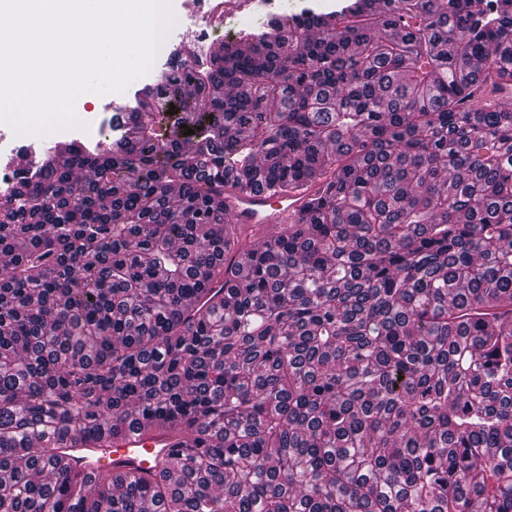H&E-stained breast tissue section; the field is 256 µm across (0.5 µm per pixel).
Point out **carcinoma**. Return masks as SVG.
Here are the masks:
<instances>
[{
	"label": "carcinoma",
	"instance_id": "cac0c4a2",
	"mask_svg": "<svg viewBox=\"0 0 512 512\" xmlns=\"http://www.w3.org/2000/svg\"><path fill=\"white\" fill-rule=\"evenodd\" d=\"M175 56L110 145L0 189V512H512V0ZM247 188L309 195L256 242ZM128 428L181 452L60 453ZM63 449L71 465L85 473L146 469L149 456H170L177 451L166 439L144 440L134 433H129L124 441L118 443L75 438L68 441Z\"/></svg>",
	"mask_w": 512,
	"mask_h": 512
}]
</instances>
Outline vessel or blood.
I'll return each instance as SVG.
<instances>
[{
  "label": "vessel or blood",
  "mask_w": 512,
  "mask_h": 512,
  "mask_svg": "<svg viewBox=\"0 0 512 512\" xmlns=\"http://www.w3.org/2000/svg\"><path fill=\"white\" fill-rule=\"evenodd\" d=\"M303 201L299 194L269 196L265 191H248L228 199L227 206L235 225L264 233L277 226L296 223ZM66 456L71 465L87 473L148 468L149 456H168V440H150L128 434L124 441L106 442L75 438L67 443Z\"/></svg>",
  "instance_id": "obj_1"
}]
</instances>
